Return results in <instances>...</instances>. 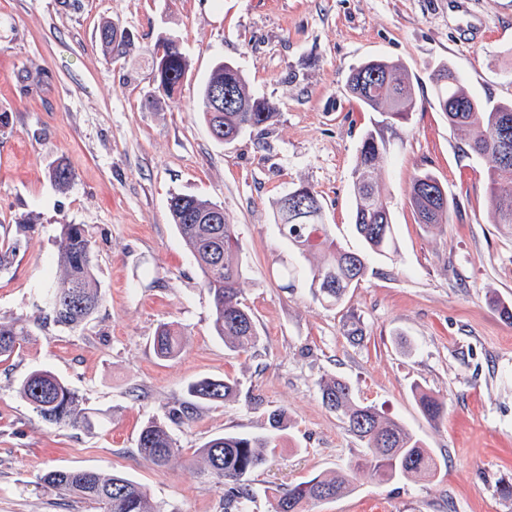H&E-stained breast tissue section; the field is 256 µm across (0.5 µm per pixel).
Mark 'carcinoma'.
<instances>
[{
    "mask_svg": "<svg viewBox=\"0 0 512 512\" xmlns=\"http://www.w3.org/2000/svg\"><path fill=\"white\" fill-rule=\"evenodd\" d=\"M153 67L158 88L166 95L182 84L189 70L187 56L173 39L160 41L154 51ZM431 81L435 100L448 124L467 132L471 154L488 162L484 189L492 204V223L512 230V160L506 162L499 152L503 134L512 139V102L491 107L472 97L462 78L448 66L436 68ZM231 91L236 103L224 111H212L214 91ZM348 90L366 108L381 115L379 128L365 133L353 173L355 198L354 230L365 250L347 251L329 236L317 193H312L310 215L300 219L292 215L284 200L276 206V224L280 232L303 252L316 251L320 260L311 271L309 287L331 305L340 304L349 289L365 277L371 254L384 255L396 249L391 212L378 189L375 176L387 159L384 130L408 124L415 106L414 88L403 67L389 60H370L355 68L348 79ZM196 108L202 112L210 132L230 143L248 130L270 123L275 107L252 97L238 68L230 63L216 64L200 92ZM53 182L67 187L71 168L57 163L50 172ZM409 201L417 222L431 229L449 223L448 192L429 172L415 174ZM169 210L182 240L195 257L203 283L212 297V330L224 340V346L245 349L256 338L250 310L240 299L242 267L234 260L238 251L235 227L224 218V209L194 195L176 194ZM20 240L0 244V270L11 265ZM56 264L60 275L42 287L44 308L53 322L76 329L92 317L102 298L94 278V255L87 231L81 224L61 225ZM491 309L501 321L512 325V302L491 293ZM32 336L25 321L0 320V357H10ZM183 344L181 332L165 324L158 330L154 346L158 356L170 358ZM323 405L340 416L365 451L346 470L320 473L289 487L276 499L275 512H304L305 504L336 499L352 491L361 475L379 482L394 479L413 480L436 468V462L423 441L402 423L387 418L373 404L357 400L350 385L337 377L325 376L319 384ZM20 397L46 422L58 427L94 426L93 415L67 382L46 368L30 371L19 383ZM237 383L230 379L202 378L188 388L190 397L209 403H223L235 397ZM415 400L428 421L436 424L443 417V403L417 387ZM287 413L280 409L267 415L265 432L259 435L224 433L199 448L202 470L216 485L224 487L225 512H247L252 494L246 477L263 466L262 449L270 448L280 432L287 428ZM140 458L156 467H165L179 452L177 441L167 423L150 419L137 438ZM38 483L53 487L63 496L94 503L105 512H164L139 484L120 473L102 474L88 470H49Z\"/></svg>",
    "mask_w": 512,
    "mask_h": 512,
    "instance_id": "carcinoma-1",
    "label": "carcinoma"
}]
</instances>
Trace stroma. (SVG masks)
<instances>
[{
  "label": "stroma",
  "mask_w": 512,
  "mask_h": 512,
  "mask_svg": "<svg viewBox=\"0 0 512 512\" xmlns=\"http://www.w3.org/2000/svg\"><path fill=\"white\" fill-rule=\"evenodd\" d=\"M106 22L125 34L124 54L102 44ZM165 37L190 59L170 97L151 63ZM372 58L401 63L416 96L409 124L387 134L379 177L397 248L370 256L358 287L330 306L305 280L317 254L280 235L275 204L312 188L331 237L363 250L353 171L379 115L346 80ZM220 61L277 110L230 144L212 137L195 107ZM443 64L479 101L512 102V0H0V113L10 117L0 130V241L22 242L0 271V317L33 329L0 360V512H99L38 485L50 469L124 474L165 512H224L223 489L196 463L199 448L226 432H263L268 412L282 409L287 429L247 478L249 512H274L289 486L363 452L321 402L325 375L405 424L437 468L413 481L360 477L306 512H512L497 493L512 477V325L487 304L491 291L512 300V235L491 222L485 160L434 102L431 74ZM62 159L74 173L64 190L49 177ZM422 171L454 202L450 223L435 230L417 223L408 201ZM175 193L221 205L236 228L242 300L257 331L248 349L229 350L212 331L211 297L169 213ZM28 218L34 229L19 238ZM64 224L87 228L102 298L75 331L47 320L40 299ZM289 269L300 275L292 288ZM351 314L365 334L358 346L346 338ZM163 323L186 338L170 359L153 349ZM36 368L82 395L94 429L50 425L19 397L18 381ZM202 378L235 380L237 394L195 404L172 425L180 451L168 466L144 462L143 423L187 402ZM417 385L447 404L442 422L422 415Z\"/></svg>",
  "instance_id": "35a3bbf8"
}]
</instances>
